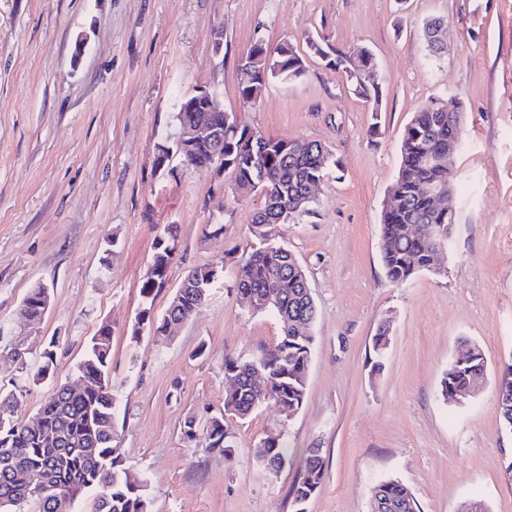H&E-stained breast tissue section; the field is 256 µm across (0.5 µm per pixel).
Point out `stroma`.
<instances>
[{
  "instance_id": "35a3bbf8",
  "label": "stroma",
  "mask_w": 512,
  "mask_h": 512,
  "mask_svg": "<svg viewBox=\"0 0 512 512\" xmlns=\"http://www.w3.org/2000/svg\"><path fill=\"white\" fill-rule=\"evenodd\" d=\"M435 17L446 22L438 57L423 35ZM311 38L372 51L379 108L310 54ZM258 42L292 43L305 73L272 80L247 103L237 70ZM200 89L217 92L240 124L320 142L340 160L308 213L257 227L261 196L239 195L229 178L177 156L157 166L179 100ZM437 96L463 111L448 200L457 223L443 273L397 286L381 261L382 206L403 129ZM216 224L223 234H213ZM168 227L166 282L142 297ZM263 238L296 257L316 304L306 397L291 415L268 401L227 418V458L188 447L180 425L223 413L225 357L280 339L272 313L238 302L230 262L235 248ZM197 266L220 277L179 333L133 334L143 305L162 315ZM40 283L51 306L33 326L19 308ZM386 319L377 371L371 339ZM105 324L113 437L152 512H295L290 491L312 447L325 479L306 512H371L374 486L388 480L420 512H458L465 501L512 512V432L495 391L512 360V0H0V350L22 353L18 362L0 357V389L23 387L22 422L35 420L52 384L74 381ZM472 344L487 352L488 376L475 397L444 402L448 363ZM50 345L54 374L40 380ZM270 435L292 452L276 473L256 458Z\"/></svg>"
}]
</instances>
